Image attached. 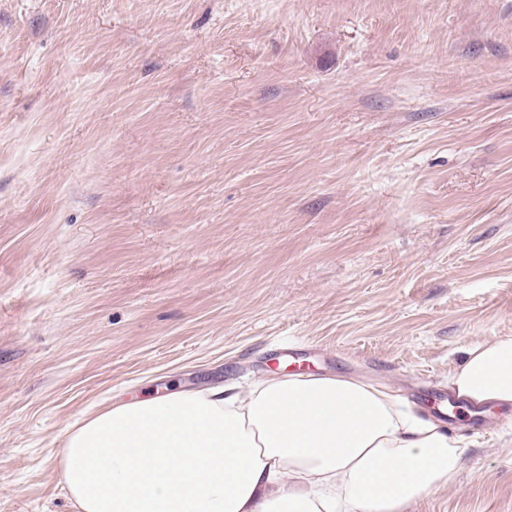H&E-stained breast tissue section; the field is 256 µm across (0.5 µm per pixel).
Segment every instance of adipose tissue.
Returning a JSON list of instances; mask_svg holds the SVG:
<instances>
[{"mask_svg":"<svg viewBox=\"0 0 512 512\" xmlns=\"http://www.w3.org/2000/svg\"><path fill=\"white\" fill-rule=\"evenodd\" d=\"M449 386L512 406V336ZM461 445L389 389L295 374L112 405L68 433L60 474L78 512H407L455 481Z\"/></svg>","mask_w":512,"mask_h":512,"instance_id":"ef3b65f1","label":"adipose tissue"}]
</instances>
